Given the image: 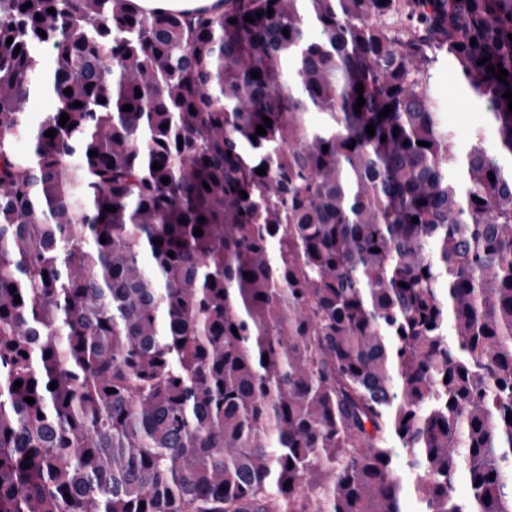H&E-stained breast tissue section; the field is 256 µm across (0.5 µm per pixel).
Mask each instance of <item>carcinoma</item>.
Returning a JSON list of instances; mask_svg holds the SVG:
<instances>
[{"mask_svg": "<svg viewBox=\"0 0 512 512\" xmlns=\"http://www.w3.org/2000/svg\"><path fill=\"white\" fill-rule=\"evenodd\" d=\"M510 34L512 0H0V512H404L401 458L421 512H512ZM448 57L491 148L441 124ZM144 10L169 9L177 11L208 10L222 12V0H135Z\"/></svg>", "mask_w": 512, "mask_h": 512, "instance_id": "carcinoma-1", "label": "carcinoma"}]
</instances>
